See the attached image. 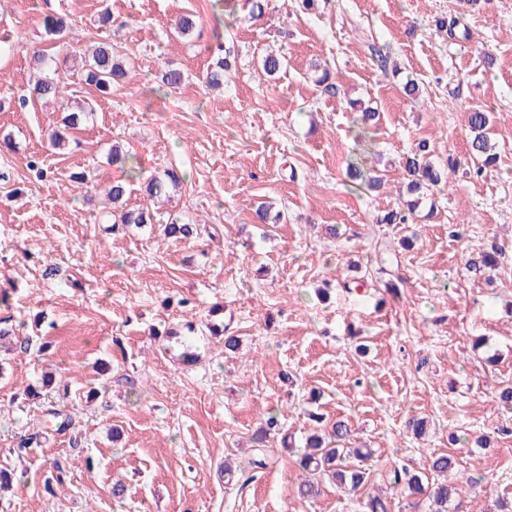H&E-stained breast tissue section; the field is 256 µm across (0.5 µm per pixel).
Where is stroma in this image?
Here are the masks:
<instances>
[{
	"label": "stroma",
	"instance_id": "obj_1",
	"mask_svg": "<svg viewBox=\"0 0 512 512\" xmlns=\"http://www.w3.org/2000/svg\"><path fill=\"white\" fill-rule=\"evenodd\" d=\"M52 13L70 19L74 38L45 36ZM186 13L196 30L172 36ZM248 13L242 4L228 15L222 0H0L13 44L0 52V319L24 324L33 342L0 365V469L16 475L0 512H355L328 481L316 498L297 495L293 449L312 411L348 421L352 445L372 449L369 492L396 467L424 474L431 455L449 454L451 482L488 478L457 496L456 512H485L496 498L512 512V435L499 432L512 410L494 401L512 382V0H320L312 11L264 0L261 18ZM444 18L470 38L440 28ZM103 37L130 63L111 96L72 69L66 103L19 106L27 46L72 57ZM220 42L235 62L212 90L205 73ZM376 47L397 72L380 71ZM270 50L286 58L273 77L259 65ZM319 64L339 94L313 82ZM167 68L184 79L164 93ZM409 79L417 98L403 93ZM356 99L379 114L362 143ZM86 102L92 120L69 132L77 148L48 149V130ZM474 104L491 112L496 167L464 165L422 195L410 223H380L402 198L398 163L419 143L441 167L465 155ZM115 143L133 170L112 163ZM378 152L389 162L382 188L355 189L350 160ZM80 168L91 185L70 181ZM168 169L181 183L147 204L143 179ZM127 177V207L149 208L153 221L104 233L94 222L103 192ZM262 202L279 223L254 222ZM174 221L199 224L198 236L164 238ZM491 248L498 267L474 274L470 255ZM46 262L56 276H43ZM214 323L238 350L225 351ZM47 339L53 349L40 353ZM47 373L56 381L46 386ZM25 385L37 398L20 397ZM54 408L70 426H52ZM271 416L272 464L249 487L225 485L219 465H247ZM56 461L68 476L49 495Z\"/></svg>",
	"mask_w": 512,
	"mask_h": 512
}]
</instances>
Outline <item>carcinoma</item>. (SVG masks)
<instances>
[{
  "mask_svg": "<svg viewBox=\"0 0 512 512\" xmlns=\"http://www.w3.org/2000/svg\"><path fill=\"white\" fill-rule=\"evenodd\" d=\"M45 34L51 37H68L72 27L64 15H52L44 19ZM231 51L226 56L217 57L214 67L206 73V83L211 87L224 85V71L229 69ZM33 66L39 71L40 77L31 84L29 96L36 100L50 101L59 99L64 94L61 65L57 58L41 51L33 52ZM84 80L93 86L99 95L108 97L112 95L115 83L128 77L125 61L118 53L112 42L101 40L91 51L83 54L78 61ZM469 130L468 158L477 164L476 172L481 173L496 162L492 153L493 145L490 143L489 114L481 105L472 106L467 113ZM426 145H419L414 152L403 158L401 167L406 175V193L410 199L404 201L402 206L387 212L379 219L381 224H407L417 209L424 189L434 188L448 182V175L454 173L462 165L457 157H448V168L437 167L424 161ZM351 178L360 182V187L368 190L378 189L381 179L373 168L361 169L358 165H350ZM175 173L167 172L164 176L150 178L146 185V192L156 197L166 192L168 184L176 183ZM131 193L130 185L125 180H116L108 187L106 195L112 203V208L103 211L99 223L106 225L104 231L115 232L120 227L129 224H146L151 220L149 210L130 211L123 209L127 196ZM197 232L194 224H167L164 226V236L175 239H188ZM497 254L480 251L478 256L470 261V269L477 273L497 264ZM351 433L348 422L338 420L331 426V431L325 435L312 433L306 440L305 451L298 454L297 462L300 467L310 472L312 479L298 486L302 497H315L320 494L321 480L327 479L336 485L347 489L356 496L359 512H389L390 505L387 498L371 495L364 492L367 482L366 469L346 465V459L354 457L363 462L371 457L368 448H347L346 441ZM253 456L250 461L251 470L258 473L269 466L271 459L270 449L266 448V436L255 438ZM452 457L441 454L430 459L429 470L440 477L448 475L454 467ZM389 489L394 495L414 498L423 496L428 501L429 512H448V504L458 495V488L446 482L430 484L423 481L421 475L411 471L408 467L395 468L389 473Z\"/></svg>",
  "mask_w": 512,
  "mask_h": 512,
  "instance_id": "cac0c4a2",
  "label": "carcinoma"
}]
</instances>
